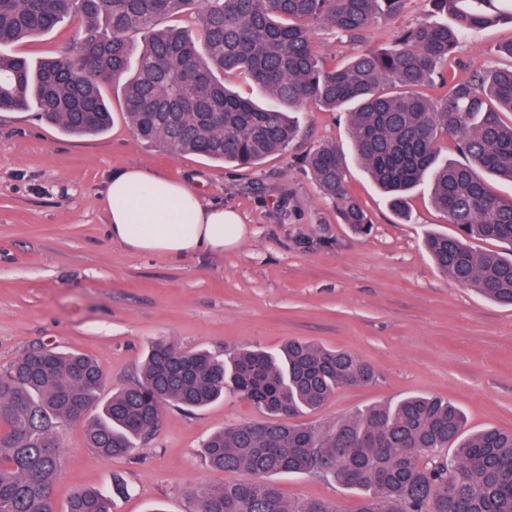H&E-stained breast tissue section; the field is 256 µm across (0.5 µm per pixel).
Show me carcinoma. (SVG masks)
Instances as JSON below:
<instances>
[{"label": "carcinoma", "mask_w": 512, "mask_h": 512, "mask_svg": "<svg viewBox=\"0 0 512 512\" xmlns=\"http://www.w3.org/2000/svg\"><path fill=\"white\" fill-rule=\"evenodd\" d=\"M451 25L420 24L389 49L354 50L329 67L313 45L325 29L355 44L404 0H0V46L79 19L75 38L56 56L33 64L0 51V111L35 109L75 135L112 124L104 88L120 89L137 138L171 154H195L253 168L297 137L290 113L311 103L345 112L356 160L390 197L398 216L422 179L455 227L425 246L436 266L460 285L512 307V198L485 176L512 181V67L454 81L437 63L469 31L512 23V0H426ZM192 10L199 40L158 19ZM143 43L134 52L128 34ZM240 71L268 96L261 107L224 86ZM439 81L433 101L421 87ZM451 138L462 162L441 159ZM344 224L370 220L346 189L347 160L334 144L304 158ZM473 240L505 245L477 253ZM375 378L346 350L291 339L275 351L243 348L223 358L158 341L139 379L101 398L98 363L79 352L32 350L0 365V512H54L52 489L64 465L59 430L85 427L87 447L129 456L158 427L163 410L204 409L232 394L264 418L212 433L203 445L210 467L245 470L253 480L191 493L189 512H342L328 501L285 500L273 478L326 476L356 491L357 512H512V430H465L462 410L438 396L406 395L372 405L321 428L295 418L324 407L346 386ZM65 512H112V496L84 488Z\"/></svg>", "instance_id": "carcinoma-1"}]
</instances>
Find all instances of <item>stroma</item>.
<instances>
[{"label":"stroma","instance_id":"1","mask_svg":"<svg viewBox=\"0 0 512 512\" xmlns=\"http://www.w3.org/2000/svg\"><path fill=\"white\" fill-rule=\"evenodd\" d=\"M425 21L450 23L424 0L366 33L364 47L390 46ZM77 23L14 45L31 62L58 54ZM512 25L466 34L444 66L458 80L475 69L512 65L499 45ZM112 126L76 137L34 111L0 112V364L37 348L82 352L100 365L108 388L135 381L149 342L171 341L221 355L243 346L272 349L291 338L350 351L371 364L373 384L340 388L307 423H336L359 409L408 394L457 404L468 426L512 430V308L501 307L439 271L424 248L430 233H453L427 184L392 211L366 169L349 159L347 187L372 230L342 224L333 201L303 157L323 143L351 149L347 115L311 105L298 112L301 133L288 150L254 169L170 154L136 139L122 98L110 93ZM138 165L193 186L203 201L236 211L245 235L221 254L173 260L129 251L108 236L102 199L113 172ZM246 400L165 410L134 455L113 458L86 446L84 426L60 429L66 468L53 491L57 512L85 487H126L113 512H187L191 492L250 481L205 463L213 431L259 420ZM286 499H318L356 512L359 496L326 477L278 478Z\"/></svg>","mask_w":512,"mask_h":512}]
</instances>
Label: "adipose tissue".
<instances>
[{
	"label": "adipose tissue",
	"mask_w": 512,
	"mask_h": 512,
	"mask_svg": "<svg viewBox=\"0 0 512 512\" xmlns=\"http://www.w3.org/2000/svg\"><path fill=\"white\" fill-rule=\"evenodd\" d=\"M104 207L112 239L133 252L181 259L220 254L240 243L241 218L223 206L204 202L184 182L132 166L113 174Z\"/></svg>",
	"instance_id": "1"
}]
</instances>
